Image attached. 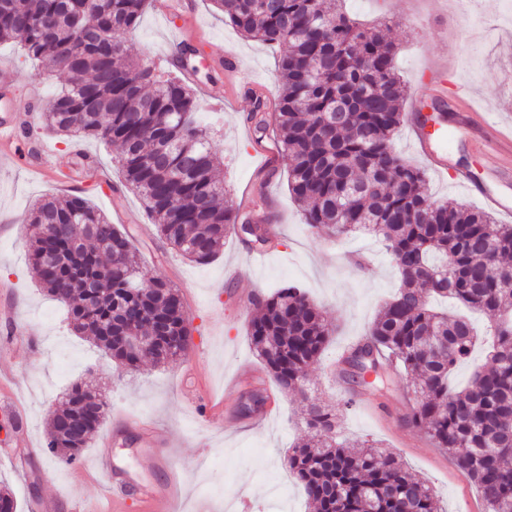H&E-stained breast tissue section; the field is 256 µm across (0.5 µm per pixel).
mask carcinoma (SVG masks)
I'll use <instances>...</instances> for the list:
<instances>
[{"label": "carcinoma", "mask_w": 512, "mask_h": 512, "mask_svg": "<svg viewBox=\"0 0 512 512\" xmlns=\"http://www.w3.org/2000/svg\"><path fill=\"white\" fill-rule=\"evenodd\" d=\"M212 2L242 36L281 50L276 110L266 111L255 93L245 120L256 143L271 135L287 157L288 192L305 224L338 239L372 233L400 273L397 294L344 357L346 373L373 386L398 367L421 396L409 424L448 451L486 512H512V224L432 200L425 172L395 150L407 90L383 29L357 25L340 0ZM148 4L0 0V43H20L67 74L41 112L44 127L108 145L163 244L198 264L212 262L230 233L272 248L271 225L255 222V210L241 209L224 189L194 91L180 77H158L117 39L137 27ZM28 219L29 266L67 307L77 334L134 371L143 357L159 365L185 354L184 303L170 283L143 271L130 232L81 194L46 199ZM435 295L494 317L491 366L465 387L450 378L475 347L474 327L434 311ZM159 322L166 331L153 347L141 355L126 349L129 332L154 336ZM333 333L323 310L290 284L259 299L247 336L279 391L305 400V370ZM106 412L102 395L73 385L48 419L47 454L77 461ZM303 421L307 439L288 466L314 512H441L396 453L373 440L340 441L336 407L308 402Z\"/></svg>", "instance_id": "1"}]
</instances>
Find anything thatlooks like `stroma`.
<instances>
[{"label":"stroma","mask_w":512,"mask_h":512,"mask_svg":"<svg viewBox=\"0 0 512 512\" xmlns=\"http://www.w3.org/2000/svg\"><path fill=\"white\" fill-rule=\"evenodd\" d=\"M196 26L185 39L201 48L204 64L219 69L225 53L236 54L244 73L230 88L223 108L201 101L197 118L213 125V150L224 169V182L233 201L242 194L265 200L264 211L279 232L280 243L268 251L262 265L249 263V247L231 235L218 257L196 264L175 251L164 250L156 228L148 220L139 197L123 185L122 174L109 149L94 140L47 137L53 151L54 177L50 180L24 168L0 169V309L13 308V322L0 321V348L7 354L0 367L11 373V394L0 393V406L10 395L24 405L25 431L13 418L0 413V481L8 484L18 507L33 498H57L59 512H71L70 502L96 503L104 484L94 471L99 448L112 449L114 463L140 480L166 481V470L143 472L139 460L140 424L167 429L175 446L168 454L177 469L181 512H225V501H249L251 512H311L303 487L288 469V455L305 435L300 395L279 394L271 378L263 383L269 400L263 412L243 416L241 406L251 390L245 377L262 372L246 330L250 314L234 298L242 292L269 293L291 282L302 287L332 323L334 333L322 358L306 372L305 385L312 398L333 405L345 398L354 404L341 421V434L349 440L375 439L397 452L407 468L424 478L444 512H485L476 486L461 473L452 456L407 422L414 400L403 380L375 393L349 383L341 374V355L365 335L381 306L400 286V274L381 244L356 234L336 242L311 234L288 193V163L279 160L277 173L264 181L260 146L246 133L244 118L253 107V91H262L276 104L275 82L280 51L277 47L243 37L225 23L211 0H195ZM348 13L361 22L379 21L397 46V67L417 96L421 71L433 58L447 60L452 83L462 84L481 110L495 122L512 125V0H345ZM131 54L164 61L174 49L166 21L146 10L138 27L124 34ZM13 70L7 97H0V117L18 113L37 116L66 84L57 71L42 69L16 43H0V63ZM41 99L33 101L31 89ZM397 151L425 168L432 199L455 200L482 208L480 199L455 186L453 171L469 170L476 183L512 201V180L501 177L505 158L481 153L471 146L470 134L454 135L448 143V170L439 174L413 145L409 127L395 138ZM83 150L98 160L95 171L76 163ZM72 181L75 190L104 212L114 224L137 239L140 263L151 276L174 284L186 302L191 323V344L185 356L158 367L142 364L135 373L112 361L86 338L72 332L63 308L40 288L27 263L31 226L30 204L59 194V181ZM235 264L243 273L233 282L224 268ZM94 381L106 396V417L84 448L79 466L59 463L45 455L46 419L51 407L64 398L74 383ZM194 386L199 400H223L219 430L201 424L186 397ZM28 435L41 448L30 460L15 445Z\"/></svg>","instance_id":"35a3bbf8"}]
</instances>
